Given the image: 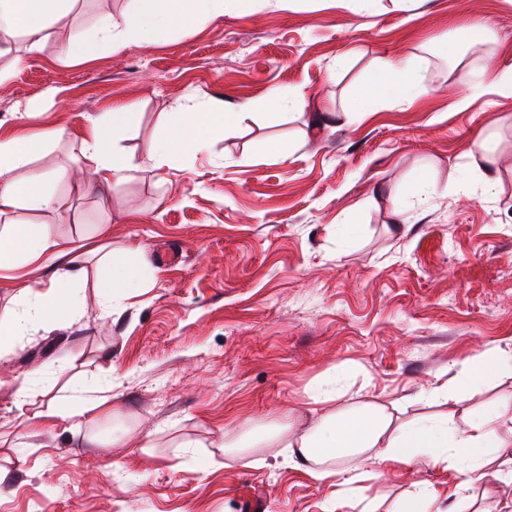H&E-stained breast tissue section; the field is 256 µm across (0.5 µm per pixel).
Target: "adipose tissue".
I'll return each instance as SVG.
<instances>
[{
	"instance_id": "adipose-tissue-1",
	"label": "adipose tissue",
	"mask_w": 512,
	"mask_h": 512,
	"mask_svg": "<svg viewBox=\"0 0 512 512\" xmlns=\"http://www.w3.org/2000/svg\"><path fill=\"white\" fill-rule=\"evenodd\" d=\"M73 2L0 0V43H9L20 34L26 37L28 49L39 48L47 26L66 16ZM251 2L146 0L145 5L135 7L122 19L101 16L90 30L70 43L68 53L76 58H90L100 50H117L144 42L168 28H179L201 17L220 16L228 9L249 11ZM373 80L398 97L417 95L423 81L422 63L404 56L381 61ZM139 118V112L126 104L91 117L81 143L89 188L106 195L113 185L131 178L135 166L119 151L117 143L138 124ZM246 118V113L225 111L223 104L216 102L191 101L180 105L168 115L170 135L156 150L155 167L169 166L195 155L207 147L215 133L232 131ZM55 138L52 129L36 136L23 129L0 136V216L18 210L40 212L56 207L51 186L68 180L67 169L54 170L44 181L16 177L38 148ZM32 262L55 266L56 279L48 288H29L23 308L13 317L0 319V344L20 335L26 325H52L78 300L84 270L77 255L49 231L34 229L23 221L13 222L9 234L0 235V268H17ZM106 267L109 275L99 284L100 295L112 306H121L127 289L135 287L136 277L126 259L108 257ZM505 367L512 368V354L490 351L440 387L439 392L444 395L477 389L489 374ZM260 442L287 448L289 457L295 458L312 478L321 481L336 476L347 486L357 481V472L365 465L408 466L421 457L455 471L456 482L448 491L452 499L474 483L503 477L502 472L490 469L500 457L503 444L494 436L487 419L474 415L459 424L448 418L399 424L386 405L367 401L345 411L325 413L292 438L285 437L283 428L275 427L255 439L224 440L223 447L225 453L235 455Z\"/></svg>"
}]
</instances>
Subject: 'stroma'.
I'll return each mask as SVG.
<instances>
[{
    "instance_id": "1",
    "label": "stroma",
    "mask_w": 512,
    "mask_h": 512,
    "mask_svg": "<svg viewBox=\"0 0 512 512\" xmlns=\"http://www.w3.org/2000/svg\"><path fill=\"white\" fill-rule=\"evenodd\" d=\"M133 6L77 0L40 52L19 37L0 55V134L61 132L19 177L82 173L89 116L140 114L117 144L137 170L111 199L60 183L57 209L25 215L75 246L85 277L72 317L0 348V512H360L279 446L228 456L219 444L272 426L297 435L312 412L363 401L400 400L402 423L484 415L512 443V373L453 409L429 397L512 350V95L492 84L512 64V0H255L248 14L68 56L101 15ZM473 20L489 36L471 47ZM408 55L425 62L423 93L343 118L379 61ZM275 86L302 91V106L269 113ZM191 99L253 116L185 167L151 168L168 113ZM485 138L492 190L466 166ZM108 251L148 280L118 311L97 288ZM52 275L0 269V317ZM79 380L107 399L95 420L65 415ZM333 380L340 398L313 404ZM365 470L369 512H407L425 486L447 498L454 480L422 458ZM452 507L512 512V485L483 480Z\"/></svg>"
}]
</instances>
